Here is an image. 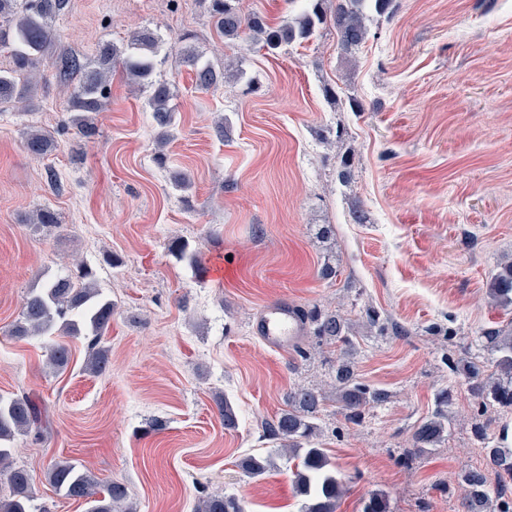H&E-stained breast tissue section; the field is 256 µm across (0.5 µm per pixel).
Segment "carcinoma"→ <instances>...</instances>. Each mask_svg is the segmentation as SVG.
<instances>
[{
    "label": "carcinoma",
    "mask_w": 512,
    "mask_h": 512,
    "mask_svg": "<svg viewBox=\"0 0 512 512\" xmlns=\"http://www.w3.org/2000/svg\"><path fill=\"white\" fill-rule=\"evenodd\" d=\"M69 0H0V45L11 48L13 68L0 70V103L26 100L33 90L32 78L40 68L43 57L53 45L52 23L68 7ZM303 11L292 20L273 25L257 12H243L239 0H209V14L219 37L226 42L241 40L262 45L271 53L282 47L309 40L316 30L325 26L336 33L337 44L345 52L361 46L368 34L367 11L383 13L391 0H336V6L327 10V0H305ZM160 40L149 30H138L130 35L124 49L114 45L99 48L94 64L89 65L74 54L61 53L55 61L56 78L63 86L74 77L78 83L70 91L68 101L77 113L74 122L81 137L89 140L98 135V128L89 122L86 114L97 112L106 98L112 72L120 68L135 84L148 89V104L160 128V137L167 136L174 122L170 86L156 78ZM181 60L194 72L195 83L208 89L228 77H239L234 63L225 64L217 71L201 62L196 47L185 44ZM24 143L27 152L44 157L53 152L56 142L42 129L29 128ZM175 257L190 267L200 266L196 251L189 244L178 241L172 245ZM95 272L79 265L70 274L48 282L40 290L30 291L22 304L20 320L12 334L18 338L39 335L77 336L85 328L92 336L91 357L86 369L99 373L106 369L108 349L101 345L102 337L112 319V302L100 298L94 287ZM490 298L503 307L512 306V261L501 264L489 284ZM314 334L328 345H338L349 352L354 347L349 334L348 319L336 313H324L312 319ZM489 358L478 360L460 358L448 364L450 371L465 379L471 394L481 406L496 405L512 411V325L489 328L481 336ZM70 349L65 342L54 343L47 363L56 370L67 367ZM333 386L336 402L344 417L358 423L367 406L385 401L386 394L359 382L349 359L337 361ZM451 394L442 390L436 394L435 410L421 421L411 437L407 453L433 448L448 433L451 419L448 405ZM327 403L326 395L313 387L300 386L286 397V409L270 425L273 438L288 450V458L297 460L293 471L296 492L306 497L305 512H336L345 485L337 477L336 466L324 449L316 443L319 436L317 420ZM224 427H236L237 415L229 401L220 397L215 401ZM46 426L45 409L29 395L3 400L0 398V442L9 441L15 434L32 435L40 439ZM486 467L464 471L459 483L464 491V512H512V497L502 495L497 487L512 480V448L489 441L484 446ZM273 465L270 456H247L239 463L249 478L264 475ZM0 476L11 488L10 498L0 501V512H31L35 493V479L26 470L12 466L9 450L0 447ZM50 484L65 496L84 500L86 512H120L128 497L127 487L112 482L99 488V483L88 472L67 460L54 462L47 472ZM197 512H244L240 500L223 493H212L202 500ZM363 512H389L387 496L377 492L364 504Z\"/></svg>",
    "instance_id": "cac0c4a2"
}]
</instances>
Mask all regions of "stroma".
Listing matches in <instances>:
<instances>
[{
	"instance_id": "35a3bbf8",
	"label": "stroma",
	"mask_w": 512,
	"mask_h": 512,
	"mask_svg": "<svg viewBox=\"0 0 512 512\" xmlns=\"http://www.w3.org/2000/svg\"><path fill=\"white\" fill-rule=\"evenodd\" d=\"M366 24L348 54L322 28L272 55L219 43L200 0H70L56 19L53 53L87 62L131 30L161 36L175 126L159 147L147 91L118 73L92 115L98 136L81 138L47 60L31 105L0 104V398L27 393L48 410L41 440L9 443L35 478L37 512H86L49 484L58 460L124 483L133 512H196L216 490L246 512H304L269 426L291 388L328 389L341 350L309 332L269 348L253 323L283 298L344 314L359 381L386 394L357 424L333 401L321 414L319 445L345 483L336 512H362L376 492L390 512H459L460 474L485 463L477 429L512 432V412L482 409L448 369L482 353L484 329L512 322L487 293L512 257V0H392ZM186 31L215 69L240 59L244 80L197 87L179 61ZM31 127L53 133L50 156L27 153ZM176 170L187 189L171 187ZM46 207L58 225L33 223ZM176 239L199 269L170 253ZM76 260L114 305L99 374L85 368L87 336L69 338L57 371L53 336L11 334L28 291ZM327 263L335 275L322 276ZM442 388L454 394L447 437L401 461ZM251 454L274 468L243 476Z\"/></svg>"
}]
</instances>
